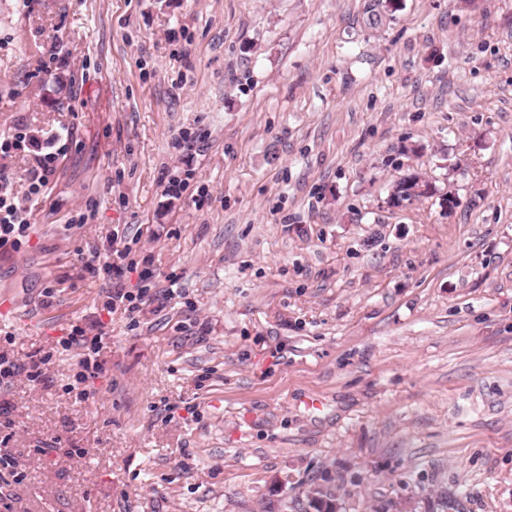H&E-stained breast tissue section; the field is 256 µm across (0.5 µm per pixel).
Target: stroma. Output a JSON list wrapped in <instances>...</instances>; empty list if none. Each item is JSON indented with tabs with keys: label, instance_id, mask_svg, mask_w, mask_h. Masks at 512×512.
<instances>
[{
	"label": "stroma",
	"instance_id": "obj_1",
	"mask_svg": "<svg viewBox=\"0 0 512 512\" xmlns=\"http://www.w3.org/2000/svg\"><path fill=\"white\" fill-rule=\"evenodd\" d=\"M367 3L0 0V138L63 145L36 200L0 154V353L50 358L0 512H512V0ZM116 235L133 314L83 271ZM402 175L407 176L396 180L391 187V190H395V196L399 202H405L411 205L421 198L430 197L435 194V186L430 184V181L421 172L415 169H408V171ZM419 188H427V191L417 192L416 189ZM27 207L15 201L10 181L0 172V251L17 250L29 237ZM309 508L316 512H336V494L331 487L322 483L313 484L306 493Z\"/></svg>",
	"mask_w": 512,
	"mask_h": 512
}]
</instances>
